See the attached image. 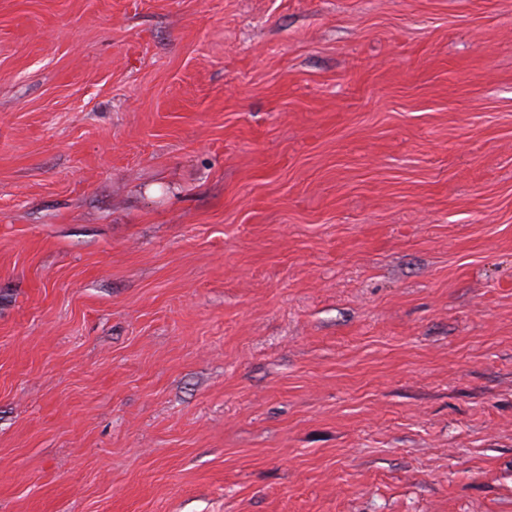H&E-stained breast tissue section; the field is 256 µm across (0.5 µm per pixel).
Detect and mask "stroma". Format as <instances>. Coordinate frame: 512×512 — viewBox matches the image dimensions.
<instances>
[{"label": "stroma", "mask_w": 512, "mask_h": 512, "mask_svg": "<svg viewBox=\"0 0 512 512\" xmlns=\"http://www.w3.org/2000/svg\"><path fill=\"white\" fill-rule=\"evenodd\" d=\"M0 512H512V0H0Z\"/></svg>", "instance_id": "stroma-1"}]
</instances>
